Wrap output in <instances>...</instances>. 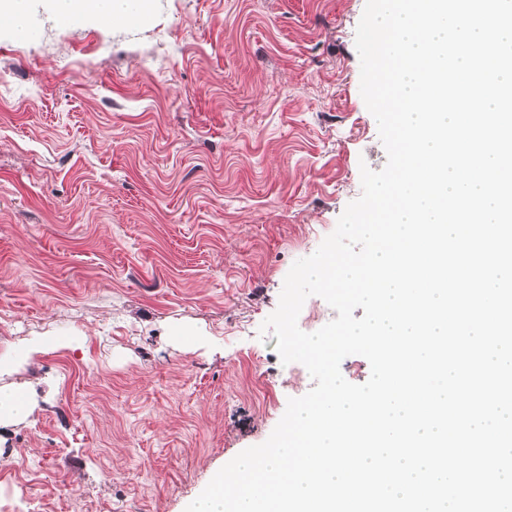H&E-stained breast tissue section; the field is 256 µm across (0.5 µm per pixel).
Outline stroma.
<instances>
[{
  "label": "stroma",
  "mask_w": 512,
  "mask_h": 512,
  "mask_svg": "<svg viewBox=\"0 0 512 512\" xmlns=\"http://www.w3.org/2000/svg\"><path fill=\"white\" fill-rule=\"evenodd\" d=\"M365 0H152L0 29V512H185L315 383L260 327L387 154ZM192 330L193 343L173 336ZM81 342L79 338L66 337V338H58V337H46L39 342H36L30 346H26L21 348L18 353L12 357L11 359L2 363L0 360V371L2 369H8L15 365L26 364L31 361L37 354H39L43 347H47L48 345L53 346H73L77 345ZM32 412L28 396L16 386L0 387V420L21 421Z\"/></svg>",
  "instance_id": "35a3bbf8"
}]
</instances>
